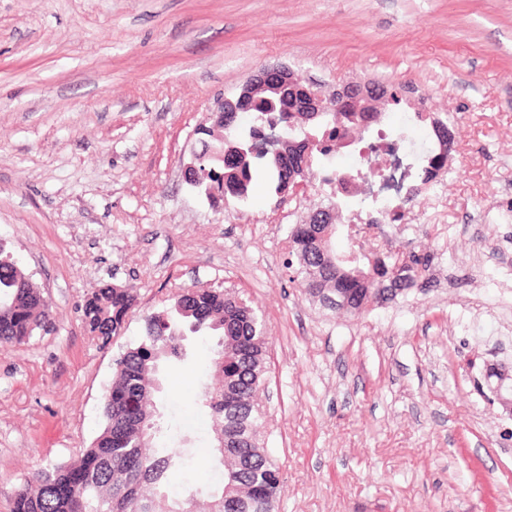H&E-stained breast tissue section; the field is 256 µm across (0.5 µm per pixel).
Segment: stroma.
<instances>
[{
	"label": "stroma",
	"instance_id": "1",
	"mask_svg": "<svg viewBox=\"0 0 512 512\" xmlns=\"http://www.w3.org/2000/svg\"><path fill=\"white\" fill-rule=\"evenodd\" d=\"M275 64L328 91L411 83L388 130L424 140L416 113L453 115L442 192L364 244L433 254V287L324 311L289 281L286 229L333 186L260 184L219 210L185 183L194 128ZM0 243L51 322L0 342V512L89 447L114 359L191 287L238 289L266 320L280 512H512V415L485 377L512 368V0H0ZM104 282L138 304L102 349L81 308ZM214 345L191 339L163 374L175 494L213 471Z\"/></svg>",
	"mask_w": 512,
	"mask_h": 512
}]
</instances>
